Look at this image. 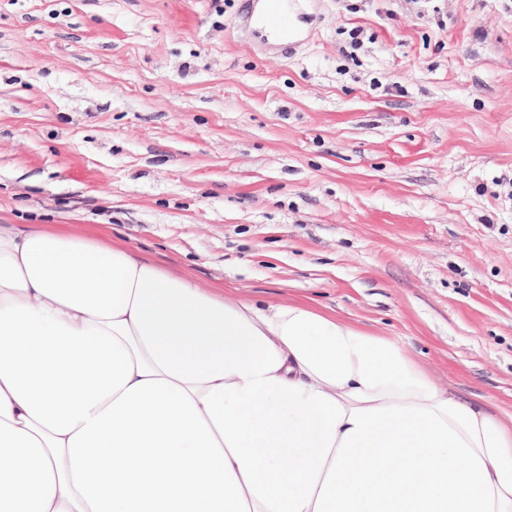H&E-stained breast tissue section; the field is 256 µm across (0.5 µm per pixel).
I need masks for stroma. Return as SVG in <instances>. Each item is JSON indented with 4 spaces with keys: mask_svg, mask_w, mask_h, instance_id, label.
I'll use <instances>...</instances> for the list:
<instances>
[{
    "mask_svg": "<svg viewBox=\"0 0 512 512\" xmlns=\"http://www.w3.org/2000/svg\"><path fill=\"white\" fill-rule=\"evenodd\" d=\"M293 11L285 54L242 0H0V232L310 305L508 419L512 0Z\"/></svg>",
    "mask_w": 512,
    "mask_h": 512,
    "instance_id": "obj_1",
    "label": "stroma"
}]
</instances>
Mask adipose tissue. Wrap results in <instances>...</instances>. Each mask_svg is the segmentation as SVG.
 Here are the masks:
<instances>
[{"mask_svg":"<svg viewBox=\"0 0 512 512\" xmlns=\"http://www.w3.org/2000/svg\"><path fill=\"white\" fill-rule=\"evenodd\" d=\"M7 512H512V431L396 341L0 235Z\"/></svg>","mask_w":512,"mask_h":512,"instance_id":"1","label":"adipose tissue"}]
</instances>
